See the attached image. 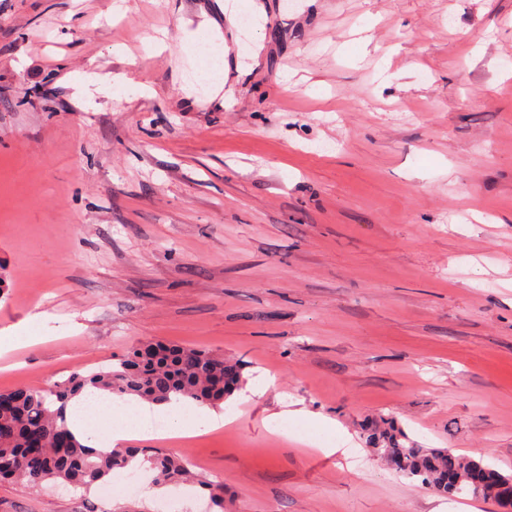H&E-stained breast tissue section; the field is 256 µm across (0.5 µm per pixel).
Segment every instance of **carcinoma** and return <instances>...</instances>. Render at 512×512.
<instances>
[{
    "label": "carcinoma",
    "mask_w": 512,
    "mask_h": 512,
    "mask_svg": "<svg viewBox=\"0 0 512 512\" xmlns=\"http://www.w3.org/2000/svg\"><path fill=\"white\" fill-rule=\"evenodd\" d=\"M243 383L241 367L207 350L178 345L142 344L117 363L74 373L54 391L28 388L8 393L0 408V480L38 488L60 479L89 490L118 469L144 470L153 486L196 484L224 512V485L194 480L192 464L180 453L161 448L115 449L100 453L82 444L67 423L70 400L88 388L109 395L136 396L150 403L194 402L217 406ZM370 441L396 471L446 494L467 493L498 501L509 498L512 477L449 448H418L388 420L368 428Z\"/></svg>",
    "instance_id": "carcinoma-1"
}]
</instances>
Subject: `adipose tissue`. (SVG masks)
I'll list each match as a JSON object with an SVG mask.
<instances>
[{
  "label": "adipose tissue",
  "instance_id": "ef3b65f1",
  "mask_svg": "<svg viewBox=\"0 0 512 512\" xmlns=\"http://www.w3.org/2000/svg\"><path fill=\"white\" fill-rule=\"evenodd\" d=\"M136 410L133 399L116 403L102 393L85 394L71 401L68 424L87 446L109 452L133 438H152V426L139 420ZM155 413L164 423L162 436L170 438L206 432L222 420L209 408L192 404H160Z\"/></svg>",
  "mask_w": 512,
  "mask_h": 512
}]
</instances>
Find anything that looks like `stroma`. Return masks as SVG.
<instances>
[{
    "label": "stroma",
    "instance_id": "stroma-1",
    "mask_svg": "<svg viewBox=\"0 0 512 512\" xmlns=\"http://www.w3.org/2000/svg\"><path fill=\"white\" fill-rule=\"evenodd\" d=\"M34 324L0 392L143 343L237 361L224 425L138 442L224 512H499L366 426L512 475V0H0V334ZM292 402L335 430L275 432ZM163 501L0 483V512Z\"/></svg>",
    "mask_w": 512,
    "mask_h": 512
}]
</instances>
